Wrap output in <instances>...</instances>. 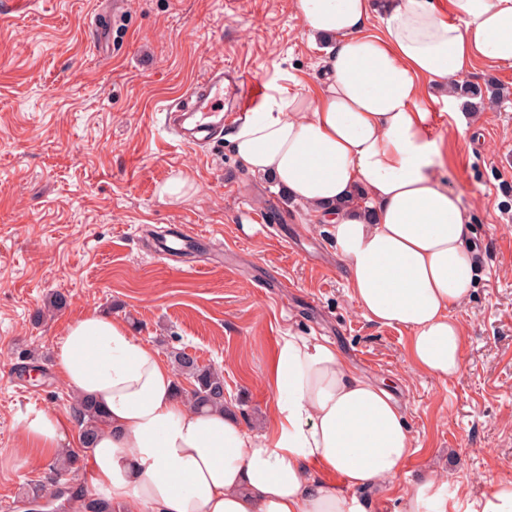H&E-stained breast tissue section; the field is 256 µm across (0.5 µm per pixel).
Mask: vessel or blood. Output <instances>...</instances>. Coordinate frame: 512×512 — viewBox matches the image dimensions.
Here are the masks:
<instances>
[{"label":"vessel or blood","mask_w":512,"mask_h":512,"mask_svg":"<svg viewBox=\"0 0 512 512\" xmlns=\"http://www.w3.org/2000/svg\"><path fill=\"white\" fill-rule=\"evenodd\" d=\"M263 94L262 85L243 86L238 72L208 70L176 102L177 131L186 142H206L223 128L225 119L249 111Z\"/></svg>","instance_id":"obj_1"}]
</instances>
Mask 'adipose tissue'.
Returning a JSON list of instances; mask_svg holds the SVG:
<instances>
[{"label": "adipose tissue", "mask_w": 512, "mask_h": 512, "mask_svg": "<svg viewBox=\"0 0 512 512\" xmlns=\"http://www.w3.org/2000/svg\"><path fill=\"white\" fill-rule=\"evenodd\" d=\"M309 39L326 40L315 92L272 86L225 135L248 170L269 176L331 226L349 296L367 320L408 333V367L440 381L462 370L456 309L476 287V245L444 165L425 93L456 111L453 82L481 61L512 66V0H295ZM380 27L370 30L371 17ZM73 396L107 424L89 451L85 488L113 508L147 512H365L359 489L395 483L413 451L391 393L351 368L336 345L295 333L270 365L269 431L227 408L196 409L176 372L124 322L95 311L73 321L56 350ZM23 457L77 452L67 421L38 410L22 420ZM339 484H332V477ZM512 512V476L465 498L455 476L430 472L406 512Z\"/></svg>", "instance_id": "ef3b65f1"}]
</instances>
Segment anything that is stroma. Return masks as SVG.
<instances>
[{"mask_svg":"<svg viewBox=\"0 0 512 512\" xmlns=\"http://www.w3.org/2000/svg\"><path fill=\"white\" fill-rule=\"evenodd\" d=\"M326 54L305 35L293 0H0V502L27 512L48 461L23 462L30 410L72 417L54 353L90 310L122 320L161 355L184 349L222 371L224 404L242 424L271 423L265 375L282 336L333 342L398 401L413 452L388 489L357 491L365 512H402L431 470L452 472L476 498L512 475V97L459 136L430 103L446 163L485 255L459 311L461 373L412 372L405 330L366 320L346 288L338 248L270 177L252 175L223 137L179 144L166 107L208 68L315 88ZM179 176L181 198L160 186ZM198 241L159 256L183 231ZM56 315L38 313L52 294Z\"/></svg>","mask_w":512,"mask_h":512,"instance_id":"35a3bbf8","label":"stroma"}]
</instances>
